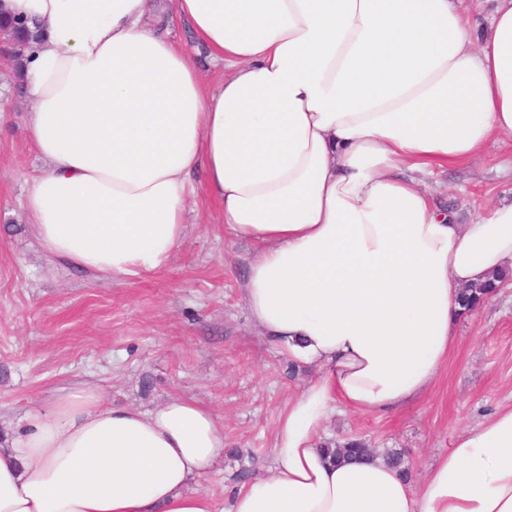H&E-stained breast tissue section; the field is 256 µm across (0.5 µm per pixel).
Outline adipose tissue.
Segmentation results:
<instances>
[{"label":"adipose tissue","mask_w":512,"mask_h":512,"mask_svg":"<svg viewBox=\"0 0 512 512\" xmlns=\"http://www.w3.org/2000/svg\"><path fill=\"white\" fill-rule=\"evenodd\" d=\"M44 39L24 63L43 167L24 208L58 262L165 267L202 175L257 251L244 301L316 368L281 412L266 477L229 512H512V404L467 428L421 491L377 457H325L338 406L386 413L433 387L461 289L512 266V202L456 223L420 182L512 146V0L474 36L464 0H175L223 78L204 83L152 0H6ZM226 449L211 408L62 391L0 444V512H216L187 486Z\"/></svg>","instance_id":"ef3b65f1"}]
</instances>
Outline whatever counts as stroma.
I'll use <instances>...</instances> for the list:
<instances>
[{
  "mask_svg": "<svg viewBox=\"0 0 512 512\" xmlns=\"http://www.w3.org/2000/svg\"><path fill=\"white\" fill-rule=\"evenodd\" d=\"M159 18L205 80L222 70L196 47L189 26L159 0ZM13 64H0V435L51 403L60 388L92 386L106 402L151 409L196 400L224 420L230 454L189 488L228 512L240 474L265 475L279 415L313 379L270 345L243 299L254 244L225 232L218 207L197 192L185 237L169 264L132 279L60 265L37 244L22 205L42 162L29 137L30 103L16 95ZM423 186L457 223L512 201V148L488 145ZM447 367L428 396L387 414L338 408L328 438L364 439L404 454L422 488L453 438L512 402V286L462 315Z\"/></svg>",
  "mask_w": 512,
  "mask_h": 512,
  "instance_id": "35a3bbf8",
  "label": "stroma"
}]
</instances>
